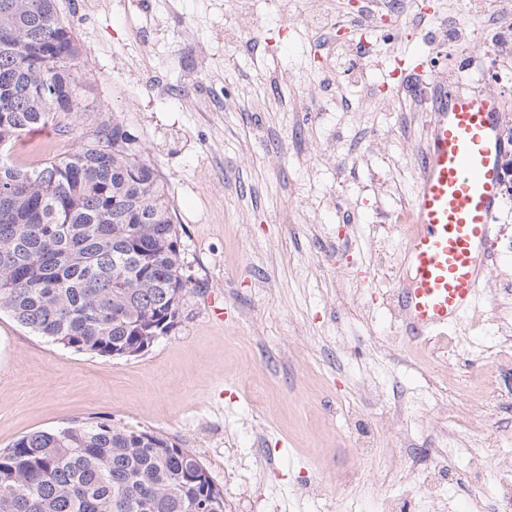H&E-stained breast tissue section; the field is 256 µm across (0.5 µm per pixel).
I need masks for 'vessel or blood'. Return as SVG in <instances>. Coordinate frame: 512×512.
I'll return each instance as SVG.
<instances>
[{
	"label": "vessel or blood",
	"instance_id": "1",
	"mask_svg": "<svg viewBox=\"0 0 512 512\" xmlns=\"http://www.w3.org/2000/svg\"><path fill=\"white\" fill-rule=\"evenodd\" d=\"M429 89L419 181L399 227L405 276L391 294L401 336L420 344L446 338L475 303L498 237L501 161L512 153L499 98L445 82Z\"/></svg>",
	"mask_w": 512,
	"mask_h": 512
}]
</instances>
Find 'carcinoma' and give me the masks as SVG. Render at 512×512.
<instances>
[{
  "label": "carcinoma",
  "mask_w": 512,
  "mask_h": 512,
  "mask_svg": "<svg viewBox=\"0 0 512 512\" xmlns=\"http://www.w3.org/2000/svg\"><path fill=\"white\" fill-rule=\"evenodd\" d=\"M0 311L75 351L129 357L179 322L190 285L167 185L124 121L82 131L84 64L57 0H0ZM51 126L73 150L31 164ZM0 512H224V492L168 439L107 423L0 449ZM63 134L48 128L31 133L24 137L23 141L14 148V153L20 159L25 160L29 155L40 153L50 142L60 138ZM26 161V160H25Z\"/></svg>",
  "instance_id": "1"
}]
</instances>
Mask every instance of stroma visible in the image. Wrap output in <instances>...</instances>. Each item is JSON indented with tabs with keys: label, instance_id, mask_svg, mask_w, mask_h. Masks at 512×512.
<instances>
[{
	"label": "stroma",
	"instance_id": "35a3bbf8",
	"mask_svg": "<svg viewBox=\"0 0 512 512\" xmlns=\"http://www.w3.org/2000/svg\"><path fill=\"white\" fill-rule=\"evenodd\" d=\"M86 67L87 123L124 120L165 180L194 286L181 319L139 355L106 358L35 335L0 312V448L37 430L106 422L168 438L224 492L225 512H378L405 488L401 456L452 454L443 512H469L512 474L477 476L469 455L512 457V193L503 194L491 266L448 362L404 340L391 306L398 217L417 179L427 111L385 46L367 84L336 90L329 33L283 24L252 0L249 43H228L231 0H58ZM404 16V68L455 70L500 97L512 127V0H430ZM321 81V100L307 83ZM392 79L396 104L372 87ZM161 83L148 92L150 83ZM343 94L345 105L335 104ZM369 436V484L338 497ZM321 481L324 495L307 485Z\"/></svg>",
	"mask_w": 512,
	"mask_h": 512
}]
</instances>
